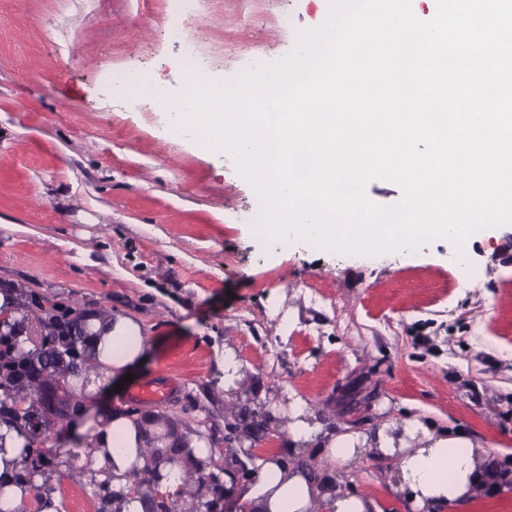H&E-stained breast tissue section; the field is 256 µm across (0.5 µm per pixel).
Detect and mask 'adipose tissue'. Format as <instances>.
Returning a JSON list of instances; mask_svg holds the SVG:
<instances>
[{"mask_svg": "<svg viewBox=\"0 0 512 512\" xmlns=\"http://www.w3.org/2000/svg\"><path fill=\"white\" fill-rule=\"evenodd\" d=\"M93 334L92 355L113 381L139 368L149 356V342L142 325L129 316L115 313L89 319ZM286 412L291 419L288 440L291 447L311 444L321 448L320 466L333 470L356 460L360 447L369 445L384 455H399L396 479L406 491L414 512H429L435 506L465 499L488 486L498 484L503 474L498 465L482 462L479 446L466 435L448 431L434 433L416 418L402 424H382L370 437L336 434L316 420L307 403L292 399ZM417 439V447L395 446V429ZM82 432L95 449L97 460L111 459L113 498L111 512H147L142 497L129 491L134 471L144 470L145 445L142 419L134 413L115 410L86 421ZM253 481L236 485L238 503L246 512H371L373 504L357 495L341 493L329 480L311 478L302 466L278 457L257 460Z\"/></svg>", "mask_w": 512, "mask_h": 512, "instance_id": "obj_1", "label": "adipose tissue"}]
</instances>
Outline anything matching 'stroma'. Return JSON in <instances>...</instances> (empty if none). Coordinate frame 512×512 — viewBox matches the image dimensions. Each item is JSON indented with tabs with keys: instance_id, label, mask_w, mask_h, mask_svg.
<instances>
[{
	"instance_id": "1",
	"label": "stroma",
	"mask_w": 512,
	"mask_h": 512,
	"mask_svg": "<svg viewBox=\"0 0 512 512\" xmlns=\"http://www.w3.org/2000/svg\"><path fill=\"white\" fill-rule=\"evenodd\" d=\"M318 21L315 0H204L177 39L164 31V0H0V285L142 323L150 360L122 390L85 400L83 415L122 409L171 428L180 448L205 440L208 472H224L229 412L258 402L272 419L254 427L257 443L286 454L284 409L296 397L341 430L417 417L511 465L512 224L470 237L481 278L469 290L455 285L446 238L370 262L276 242L249 222L255 192L233 155L166 136L130 105L136 90L114 97L100 79L146 68L180 99L189 38L209 77L232 87L283 60ZM227 348L243 365L232 407L216 368ZM165 373L181 381L172 398L135 399ZM47 416L42 455L85 447L60 406ZM396 465L367 452L333 479L376 512H412ZM50 483L60 512H96L80 479ZM437 512H512V482Z\"/></svg>"
}]
</instances>
